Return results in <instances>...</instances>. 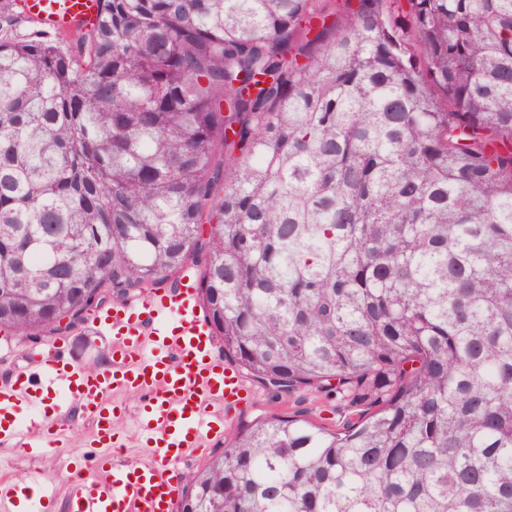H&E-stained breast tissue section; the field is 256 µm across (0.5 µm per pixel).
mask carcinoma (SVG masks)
I'll list each match as a JSON object with an SVG mask.
<instances>
[{"mask_svg":"<svg viewBox=\"0 0 512 512\" xmlns=\"http://www.w3.org/2000/svg\"><path fill=\"white\" fill-rule=\"evenodd\" d=\"M0 2V331L198 268L271 416L183 512H512V0ZM209 231H204V225ZM32 21L49 30H68L92 23L100 9L99 0H26Z\"/></svg>","mask_w":512,"mask_h":512,"instance_id":"cac0c4a2","label":"carcinoma"}]
</instances>
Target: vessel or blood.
<instances>
[{"instance_id":"1","label":"vessel or blood","mask_w":512,"mask_h":512,"mask_svg":"<svg viewBox=\"0 0 512 512\" xmlns=\"http://www.w3.org/2000/svg\"><path fill=\"white\" fill-rule=\"evenodd\" d=\"M99 0H26L32 21L49 30H68L93 22ZM192 281L139 304L117 302L98 317L110 335L103 369L75 364L62 346L41 355L37 373L0 381V447L32 452L63 447L66 415L78 407L92 421L91 460L76 469H94L95 478L73 479L69 512H171L181 491L172 461L221 436L224 414L243 399L244 386L213 352L214 339L196 311ZM143 394L136 416L141 447L156 459L140 465L117 462L129 441L116 427L114 394ZM38 409L41 421L23 428L22 407Z\"/></svg>"}]
</instances>
